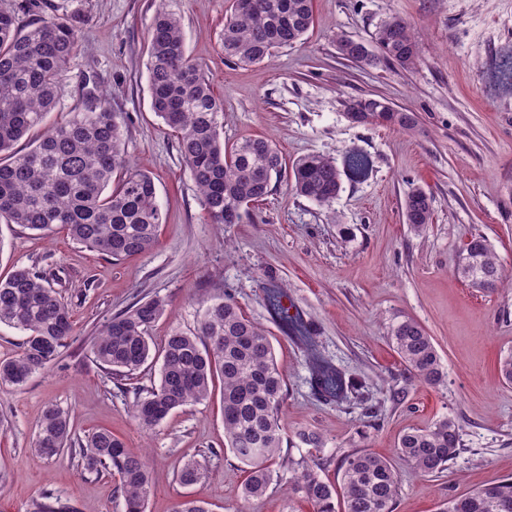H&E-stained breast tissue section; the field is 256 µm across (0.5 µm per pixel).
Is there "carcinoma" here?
I'll list each match as a JSON object with an SVG mask.
<instances>
[{
  "label": "carcinoma",
  "mask_w": 512,
  "mask_h": 512,
  "mask_svg": "<svg viewBox=\"0 0 512 512\" xmlns=\"http://www.w3.org/2000/svg\"><path fill=\"white\" fill-rule=\"evenodd\" d=\"M41 0H10L0 7V217L9 224L50 233L64 229L77 243L120 259L149 253L162 215L153 179L129 170L123 119L104 103L51 126L25 152L15 145L40 127L56 105L60 78L79 49L77 17H42L25 26L20 16L40 10ZM314 23L313 0H232L224 21V55L243 65L270 58L274 50L304 40ZM345 59L412 68L420 47L399 16L383 21L374 46L341 38ZM151 108L177 134L178 151L212 224H237L244 206L267 196L284 178L283 158L266 138L224 146V111L200 65L188 54L182 21L165 8L149 32ZM367 124L413 132L416 113L380 98L347 103ZM294 194L330 205L342 189L336 161L319 155L291 167ZM406 223L420 231L432 223V200L416 189L404 201ZM460 252L471 265L459 274L474 288L493 291L512 283L489 240L475 234ZM168 310L160 296L139 300L113 315L92 340L95 363L109 376L129 377L152 358L149 330ZM26 333L20 352L0 362V385L20 387L47 369L70 347L73 321L68 306L42 273L19 266L0 280V324ZM392 345L409 378L440 385L445 372L431 336L407 318L391 330ZM159 384L140 395L133 408L138 424L151 430L173 410L210 399L215 379L223 383L222 413L227 447L247 466L244 499L260 498L273 475L283 433L278 418L285 379L267 331L244 318L233 298L211 303L195 331H171L161 352ZM314 385L326 400L341 403L352 384L327 362L315 359ZM75 444L68 410L52 405L39 421L36 447L48 458ZM462 446L459 423L444 417L432 426L404 433L398 456L424 475L444 473ZM86 469L120 475L125 512H146L150 472L110 430L92 433L80 444ZM288 488L314 512H392L398 490L388 459L368 450L346 456L336 485L321 475L320 463L303 460L288 467ZM440 512H512V480L507 478L448 499Z\"/></svg>",
  "instance_id": "cac0c4a2"
}]
</instances>
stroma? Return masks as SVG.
<instances>
[{"mask_svg":"<svg viewBox=\"0 0 512 512\" xmlns=\"http://www.w3.org/2000/svg\"><path fill=\"white\" fill-rule=\"evenodd\" d=\"M45 2L51 13L81 19V47L47 124L98 100L121 113L132 168L153 178L163 222L150 253L119 261L62 229L44 236L0 222V279L18 266L37 269L73 320V341L56 363L23 386H0V512H36L46 495L70 512L125 510L117 474L87 471L67 452H37L38 421L51 405L70 411L79 439L108 429L145 453L146 512H175L187 497L211 512H313L288 491L289 462L317 460L336 482L344 457L365 449L389 459L398 474L393 512H436L452 496L512 477V385L496 370L500 353L512 351V287L484 292L455 272L460 246L480 233L512 274V0H314L303 43L251 66L224 55L230 0ZM161 7L180 15L188 51L224 104L226 143L268 138L288 165L306 155L339 161L349 149L367 157L362 175L342 172L332 207L281 182L249 205L241 223H208L177 136L151 109L148 35ZM394 15L410 23L419 43L414 68L361 66L338 53V38L372 42ZM357 97L417 112V131L350 122L347 103ZM418 187L434 209L420 233L403 213ZM272 283L310 324L311 343L270 310ZM224 294L268 330L287 389L273 481L249 502L242 497L247 468L224 446L220 394L146 432L130 410L158 384V363L116 380L90 353L101 325L139 299L158 295L169 304L150 330L159 348L171 330L196 328L210 300ZM404 318L431 336L446 372L440 386L406 378L389 341ZM313 352L352 380L343 403L315 391ZM446 416L460 423L463 448L449 472L416 476L397 455L398 438ZM302 430L318 433L322 447L300 444ZM188 461L201 468L191 486L177 479Z\"/></svg>","mask_w":512,"mask_h":512,"instance_id":"1","label":"stroma"}]
</instances>
